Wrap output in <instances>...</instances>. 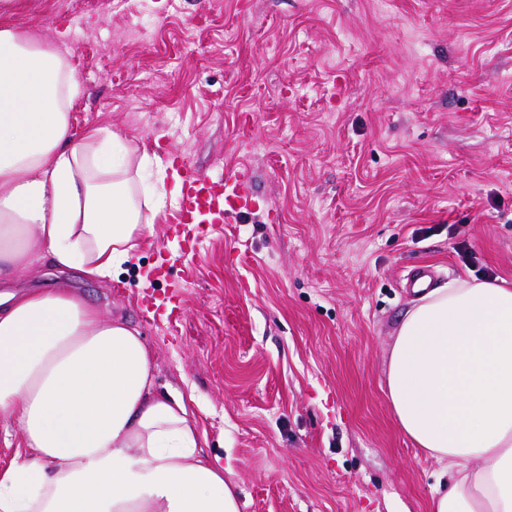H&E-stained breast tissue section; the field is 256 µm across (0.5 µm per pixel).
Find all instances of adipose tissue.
I'll return each mask as SVG.
<instances>
[{"label":"adipose tissue","mask_w":512,"mask_h":512,"mask_svg":"<svg viewBox=\"0 0 512 512\" xmlns=\"http://www.w3.org/2000/svg\"><path fill=\"white\" fill-rule=\"evenodd\" d=\"M60 46L0 27V512H241L203 453L194 394L160 391L139 331L66 280L18 291L46 252L109 280L178 188L108 127L75 135ZM401 432L441 465L429 512H512V285L460 281L407 311L388 362Z\"/></svg>","instance_id":"adipose-tissue-1"}]
</instances>
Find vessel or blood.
<instances>
[{
	"instance_id": "1",
	"label": "vessel or blood",
	"mask_w": 512,
	"mask_h": 512,
	"mask_svg": "<svg viewBox=\"0 0 512 512\" xmlns=\"http://www.w3.org/2000/svg\"><path fill=\"white\" fill-rule=\"evenodd\" d=\"M173 165L182 180V192L170 221L184 236L187 250L207 238L213 225L259 209L257 196L246 190L247 171L231 172L215 179L177 156Z\"/></svg>"
}]
</instances>
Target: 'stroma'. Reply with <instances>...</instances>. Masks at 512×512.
Listing matches in <instances>:
<instances>
[{"instance_id": "stroma-1", "label": "stroma", "mask_w": 512, "mask_h": 512, "mask_svg": "<svg viewBox=\"0 0 512 512\" xmlns=\"http://www.w3.org/2000/svg\"><path fill=\"white\" fill-rule=\"evenodd\" d=\"M4 25L64 44L75 134L264 198L195 255L159 217L111 280L65 274L138 328L158 389L195 392L241 512H427L440 466L387 364L411 269L512 283V0H15ZM163 256L176 328L137 306Z\"/></svg>"}]
</instances>
